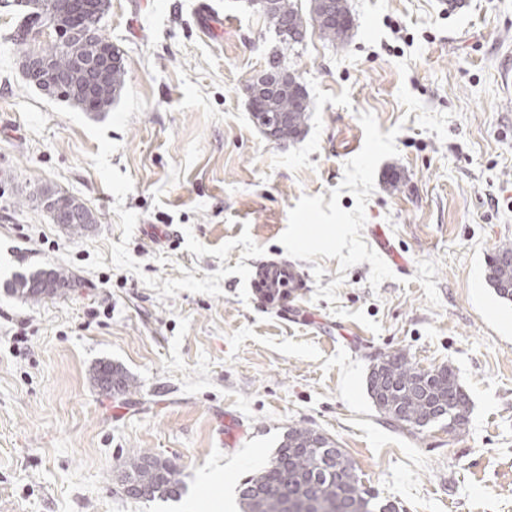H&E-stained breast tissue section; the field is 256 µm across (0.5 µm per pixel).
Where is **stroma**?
I'll return each mask as SVG.
<instances>
[{
    "instance_id": "1",
    "label": "stroma",
    "mask_w": 512,
    "mask_h": 512,
    "mask_svg": "<svg viewBox=\"0 0 512 512\" xmlns=\"http://www.w3.org/2000/svg\"><path fill=\"white\" fill-rule=\"evenodd\" d=\"M347 3L345 46L310 24L288 52L309 96L294 141L250 111L278 43L252 0H111L100 32L127 74L99 115L25 79L22 9L0 6V512H239L294 426L399 512H512V301L486 278L512 242V0ZM45 185L92 211L88 235L51 220ZM277 254L308 283L285 316L245 280ZM54 266L78 277L65 297L9 291ZM394 350L455 370L466 426L378 412L367 376ZM102 361L131 393L92 385ZM143 451L179 497L125 495Z\"/></svg>"
}]
</instances>
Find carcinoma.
<instances>
[{"label":"carcinoma","mask_w":512,"mask_h":512,"mask_svg":"<svg viewBox=\"0 0 512 512\" xmlns=\"http://www.w3.org/2000/svg\"><path fill=\"white\" fill-rule=\"evenodd\" d=\"M54 0H24L25 14L17 32L11 36L20 56L31 50L26 35L47 21ZM338 13L344 20L334 18L318 22L321 36L333 45L344 46L352 20L347 5H340ZM268 25L280 39V47L272 53V69L278 80H288L291 74L286 65V53L293 43L283 29L301 30L303 17L294 8L292 0H275L274 6L264 12ZM107 39L99 36L93 41L77 39L64 48L57 42L38 45L55 59L58 69L67 70L71 57L78 54L90 58ZM117 66L110 76L111 85L96 97L78 96L70 86L47 91L51 97H63L85 112H107L125 82V67L121 55H116ZM306 89L297 85L289 95L275 102L257 97L251 103V112H267L269 107L291 112L288 125L279 132V138L298 135L306 124L309 105ZM43 204L50 206L59 200L66 202L78 218L65 224L75 236L89 233L95 218L78 199L59 194L50 187L37 193ZM487 279L499 298L512 301V245L498 246L488 260ZM75 282L69 269L58 266L19 274L11 282V290L32 304L66 295ZM381 370L371 369L367 389L379 411L399 427L423 428L426 424L448 420V426L459 429L465 424L469 408L468 394L458 383L453 370L440 367L421 371L414 367L402 350L383 353L377 359ZM93 383L102 391L114 389L125 393L134 387L131 378L110 362L100 363L92 375ZM122 468L131 473V480L141 490V499H169L180 494L182 482L173 464L150 452L128 457ZM238 495L243 512H397L395 504L383 503L362 483L357 468L344 452L335 447L323 434L314 429L291 427L283 436L272 458L259 470L245 477L239 484Z\"/></svg>","instance_id":"1"}]
</instances>
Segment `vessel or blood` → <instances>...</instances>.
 Masks as SVG:
<instances>
[{"instance_id": "obj_1", "label": "vessel or blood", "mask_w": 512, "mask_h": 512, "mask_svg": "<svg viewBox=\"0 0 512 512\" xmlns=\"http://www.w3.org/2000/svg\"><path fill=\"white\" fill-rule=\"evenodd\" d=\"M248 285L254 288L263 306L279 314L287 312L306 288L293 266L284 259L259 262L249 274Z\"/></svg>"}]
</instances>
